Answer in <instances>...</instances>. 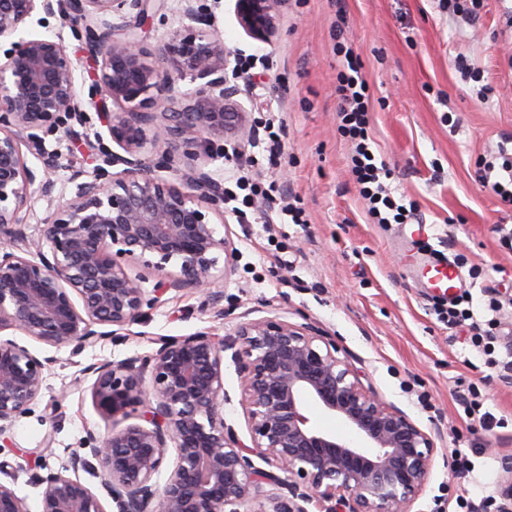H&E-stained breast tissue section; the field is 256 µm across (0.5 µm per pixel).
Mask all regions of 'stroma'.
Here are the masks:
<instances>
[{
  "label": "stroma",
  "mask_w": 512,
  "mask_h": 512,
  "mask_svg": "<svg viewBox=\"0 0 512 512\" xmlns=\"http://www.w3.org/2000/svg\"><path fill=\"white\" fill-rule=\"evenodd\" d=\"M195 5L231 57L263 58L250 73L226 77L241 110L251 120L271 111L285 121L281 166L263 164L264 146L254 138L229 139L223 158L211 165L216 179L224 180L237 162L256 158L253 178L290 186L308 221L266 225L262 204L248 223L227 217L232 272L222 284L221 309L207 307L196 291H171L166 304L147 311L120 344L100 341L78 356L66 347L45 348L53 363L40 400L11 425L12 445L0 450L9 464L8 484L29 512H37L31 457L43 455L58 471L87 430L103 434L126 426L125 418H105L96 408L93 379L82 373L87 365L147 355L155 336L209 330L228 337L243 318L280 316L296 324L313 322L334 336L366 387L423 429L440 426L426 492L411 512H433L439 503L444 512H458L457 494L478 500L500 492L501 461L512 457V385L485 365L465 332L437 321L409 273L418 244L404 226L376 224L367 215L349 172L351 146L336 133L335 48L337 35H344L363 63L372 94V150L394 172V198L416 204L430 226L432 249L450 258L465 254L482 268L480 278H462L478 310L485 288L512 297V249L494 231L498 223L512 226V206L485 191L477 178L480 157L495 150L503 136H512V0H485L473 28L449 21L433 0H345L341 27L336 0H278L280 34L269 44L243 31L235 0ZM29 32L61 37L78 85L89 84L84 51L59 17L32 20ZM460 54L491 86L486 102L465 93L454 66ZM102 130L96 120L73 125L68 137L45 136L47 151L59 157L53 177L60 188H68L73 171L91 170L87 143ZM277 250L288 266L272 267ZM471 383L502 426L490 432L470 428L459 399ZM56 399L62 406L52 419L45 407ZM49 434L55 441L47 448L43 441ZM458 449L475 464L462 479L450 467Z\"/></svg>",
  "instance_id": "35a3bbf8"
}]
</instances>
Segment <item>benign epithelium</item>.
Masks as SVG:
<instances>
[{"mask_svg":"<svg viewBox=\"0 0 512 512\" xmlns=\"http://www.w3.org/2000/svg\"><path fill=\"white\" fill-rule=\"evenodd\" d=\"M150 2L0 0V40L9 43L0 57V449L10 447L6 431L31 412L53 363L13 334L79 355L93 342L124 340L171 290L193 289L213 306L224 298L217 284L231 272V252L214 222L224 219V187L208 165L224 157L225 138L248 137V120L224 87L229 52L216 31L192 25V0H181L183 22L153 48L142 46ZM39 13L60 15L99 71L87 97L124 151L99 149L92 172L69 178V197L51 177L58 157L42 134H69L70 122L89 117L62 41L28 33ZM235 14L250 37H278L277 0H235ZM187 77L193 87L182 91L177 82ZM159 100L166 108L150 111ZM109 101L120 111H104ZM149 132L153 162L142 158ZM182 163L190 173L181 185L161 176L180 173ZM117 164L119 176L111 173ZM35 196L53 211L34 239L27 227ZM138 262L162 275L150 290L130 271ZM152 343L144 357L83 369L103 415L136 412L143 423L87 433L91 457L73 453L63 473L35 458L39 512H108L110 502L116 512H410L424 494L438 426L422 429L367 390L314 323L249 319L229 340L197 331ZM227 350L248 444L224 417ZM309 400L349 436L316 429ZM171 448L160 483L154 476ZM81 471L98 484L83 482ZM502 471L499 512H512V458ZM0 512H28L2 482Z\"/></svg>","mask_w":512,"mask_h":512,"instance_id":"obj_1","label":"benign epithelium"}]
</instances>
